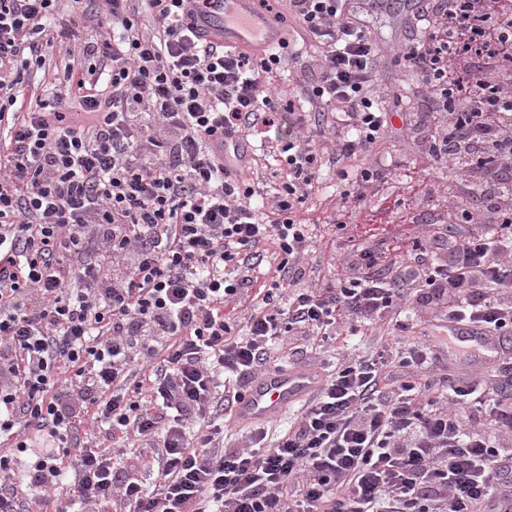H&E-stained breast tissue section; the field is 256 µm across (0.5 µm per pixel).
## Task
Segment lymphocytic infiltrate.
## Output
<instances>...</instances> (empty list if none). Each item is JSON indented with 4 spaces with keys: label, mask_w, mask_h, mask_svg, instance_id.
Here are the masks:
<instances>
[{
    "label": "lymphocytic infiltrate",
    "mask_w": 512,
    "mask_h": 512,
    "mask_svg": "<svg viewBox=\"0 0 512 512\" xmlns=\"http://www.w3.org/2000/svg\"><path fill=\"white\" fill-rule=\"evenodd\" d=\"M77 2L104 33L82 51L99 65L66 67L64 90L26 112L57 0H0V439L33 453L30 484L74 471L61 512H512V0H426L404 21L399 62L434 101L432 158H467L485 204L421 226L394 200V231L358 221L383 168L348 164L392 124L371 0H288L315 49L316 112L292 119L261 203L211 138L280 119L281 52L197 38L185 0H146V29L133 0ZM329 155L332 234L375 247L316 285L298 213ZM270 246L280 262L259 285ZM451 320L497 339L495 382L452 373L431 334ZM346 333L387 340L343 359L274 444L256 424L225 447L219 412L275 343L297 356ZM89 426L158 450L154 488L80 442Z\"/></svg>",
    "instance_id": "1"
}]
</instances>
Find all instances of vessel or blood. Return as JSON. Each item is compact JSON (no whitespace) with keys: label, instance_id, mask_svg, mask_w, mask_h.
Returning <instances> with one entry per match:
<instances>
[{"label":"vessel or blood","instance_id":"vessel-or-blood-1","mask_svg":"<svg viewBox=\"0 0 512 512\" xmlns=\"http://www.w3.org/2000/svg\"><path fill=\"white\" fill-rule=\"evenodd\" d=\"M186 11L198 35L222 40L228 46L247 47L263 54L278 46L284 37V29L276 19L255 12L253 0H211L206 7L189 0ZM213 146L223 149L225 160L238 167L245 166L251 155L247 139L239 134L228 140L215 135ZM448 342L452 349L470 352L472 364L481 370L496 366L500 357L496 339L474 326L449 323ZM322 384L320 371L302 366L266 371L246 386L234 409L235 416L245 423L279 420Z\"/></svg>","mask_w":512,"mask_h":512}]
</instances>
